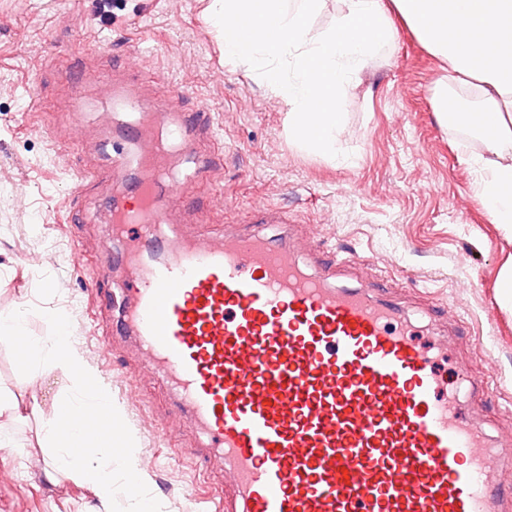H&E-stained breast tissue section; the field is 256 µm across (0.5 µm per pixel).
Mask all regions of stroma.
Returning a JSON list of instances; mask_svg holds the SVG:
<instances>
[{
    "instance_id": "stroma-1",
    "label": "stroma",
    "mask_w": 512,
    "mask_h": 512,
    "mask_svg": "<svg viewBox=\"0 0 512 512\" xmlns=\"http://www.w3.org/2000/svg\"><path fill=\"white\" fill-rule=\"evenodd\" d=\"M111 2L107 18L99 0H0V311H25V327L40 341L49 337L46 312L70 318L77 348L138 439L162 512H187L193 497L210 512H237L239 503L219 450L190 456L196 429L185 418L172 424L174 391L139 376L143 352L113 337L116 311L100 300L130 273L118 259L126 242L109 222L110 155L143 150L122 136L141 112L115 108L114 94L134 89L142 112L152 111L165 98L154 73L179 89L184 111L203 106L212 115L190 153L214 155V168L195 169L182 152L171 162L194 199L177 223L213 240L234 228L225 200L287 210L291 225L263 232L342 253L350 285L383 286L417 339L447 341L442 369L464 412L491 436L512 435V309L497 300L512 240L476 198L474 176L459 160L461 132L436 119L440 63L416 36L397 25L349 89L336 156L325 159L292 143L287 109L260 70L225 61L220 35L203 17L205 0ZM129 41L138 54H126ZM81 168L99 177L78 192L71 175ZM77 253L104 262L80 271L71 262ZM465 370L484 382L473 404ZM71 387L58 373L19 375L0 343V391L39 404L24 419L0 416V512H105L74 479L42 481L41 430Z\"/></svg>"
}]
</instances>
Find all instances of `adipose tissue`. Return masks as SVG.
I'll list each match as a JSON object with an SVG mask.
<instances>
[{"mask_svg": "<svg viewBox=\"0 0 512 512\" xmlns=\"http://www.w3.org/2000/svg\"><path fill=\"white\" fill-rule=\"evenodd\" d=\"M322 0H209L206 20L224 35L226 61L265 62L264 83L288 109L295 144L325 158L336 155L340 105L374 56L393 39L399 16L424 48L447 67L436 82L442 124L460 130L448 90L476 93V110L493 136L481 152L460 144V160L476 177V197L491 223L512 236V0H344L335 25L313 29Z\"/></svg>", "mask_w": 512, "mask_h": 512, "instance_id": "obj_1", "label": "adipose tissue"}]
</instances>
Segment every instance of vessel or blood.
Returning a JSON list of instances; mask_svg holds the SVG:
<instances>
[{"label":"vessel or blood","mask_w":512,"mask_h":512,"mask_svg":"<svg viewBox=\"0 0 512 512\" xmlns=\"http://www.w3.org/2000/svg\"><path fill=\"white\" fill-rule=\"evenodd\" d=\"M176 105L168 96L155 115L166 138L130 132L152 142L145 175L128 183L126 163L114 167L112 230L136 243L127 260L141 266L120 332L220 449L241 512H512V448L463 415L391 300L332 287L344 259L312 271L287 242L248 230L203 242L169 225L186 198L168 156L207 120ZM263 213L254 203L236 220Z\"/></svg>","instance_id":"1"}]
</instances>
